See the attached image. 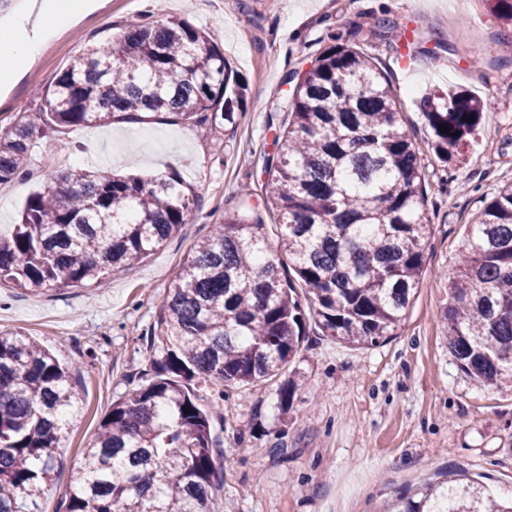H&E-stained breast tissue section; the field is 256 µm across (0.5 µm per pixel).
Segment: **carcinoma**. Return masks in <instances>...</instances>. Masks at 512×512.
<instances>
[{
  "label": "carcinoma",
  "instance_id": "obj_1",
  "mask_svg": "<svg viewBox=\"0 0 512 512\" xmlns=\"http://www.w3.org/2000/svg\"><path fill=\"white\" fill-rule=\"evenodd\" d=\"M485 2L512 26V0ZM40 99L37 117L20 114L0 136V184L23 175L39 137L160 114L213 128L233 123L243 95L212 36L179 18L145 19L88 50ZM419 107L442 163L478 130L481 104L464 91L430 92ZM286 112L264 158L277 248L245 198L187 255L160 307L165 344L154 375L112 403L59 512H210L224 393L205 410L195 382L275 380L307 336L309 311L323 335L351 346H375L401 328L432 224L425 166L387 73L364 48L331 43L300 74ZM195 207L175 177L70 170L34 192L0 239V283L37 293L101 285L177 234ZM448 294V347L460 370L490 386L512 383V184L475 213ZM77 400L72 371L48 349L0 332V512H41ZM450 496L453 512H512V501L453 478L408 488L376 512H440Z\"/></svg>",
  "mask_w": 512,
  "mask_h": 512
}]
</instances>
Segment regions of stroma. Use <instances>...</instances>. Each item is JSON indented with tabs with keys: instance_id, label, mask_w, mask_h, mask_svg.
Here are the masks:
<instances>
[{
	"instance_id": "1",
	"label": "stroma",
	"mask_w": 512,
	"mask_h": 512,
	"mask_svg": "<svg viewBox=\"0 0 512 512\" xmlns=\"http://www.w3.org/2000/svg\"><path fill=\"white\" fill-rule=\"evenodd\" d=\"M382 14L402 29L425 30L428 52L412 69L397 68L396 41L374 35L373 19ZM146 17L185 18L210 32L242 80L246 103L235 128L209 136L182 121L65 130L38 140L25 178L0 185L4 237L32 192L74 168L174 175L198 198L189 224L106 287L61 284L42 294L0 287V330L52 349L75 369L81 389L41 512H56L99 422L150 373L152 349L163 342L162 300L197 240L240 206L243 192L262 209L263 157L294 88L286 77L307 69L334 36L363 45L386 69L427 172L439 169L419 110L428 90L471 91L481 102V131L449 163L447 189L428 190V269L397 336L359 349L309 327L288 367L303 383L285 410L277 383L225 389L224 422L215 428L222 469L211 510L334 512L354 502L358 512H372L396 491L455 471L511 491L512 388L483 385L460 371L443 319L448 281L481 197L512 183V53L498 46L507 26L484 0L466 12L454 0H101L24 67L0 105V135L20 114L38 112L40 91L74 58Z\"/></svg>"
}]
</instances>
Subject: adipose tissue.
<instances>
[{"instance_id":"1","label":"adipose tissue","mask_w":512,"mask_h":512,"mask_svg":"<svg viewBox=\"0 0 512 512\" xmlns=\"http://www.w3.org/2000/svg\"><path fill=\"white\" fill-rule=\"evenodd\" d=\"M97 0H24L11 14L0 17V84L9 85L23 63L32 60L53 38L59 21L71 20L95 8Z\"/></svg>"}]
</instances>
